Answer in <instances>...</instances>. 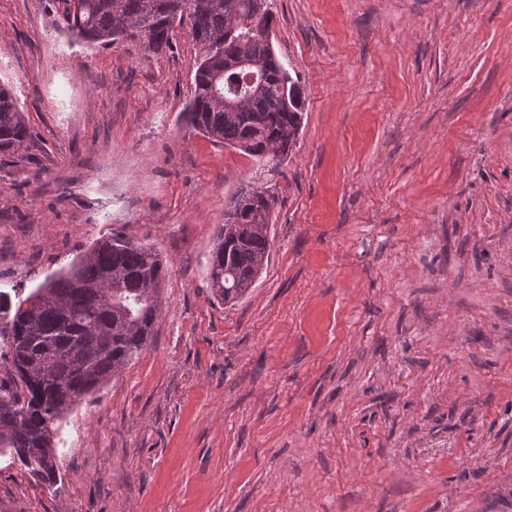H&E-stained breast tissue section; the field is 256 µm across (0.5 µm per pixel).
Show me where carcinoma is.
Instances as JSON below:
<instances>
[{"instance_id": "cac0c4a2", "label": "carcinoma", "mask_w": 512, "mask_h": 512, "mask_svg": "<svg viewBox=\"0 0 512 512\" xmlns=\"http://www.w3.org/2000/svg\"><path fill=\"white\" fill-rule=\"evenodd\" d=\"M255 2L58 0L71 35L91 45L130 41L156 55L170 47L175 26L188 24L200 53L187 108L191 126L275 172L296 144L302 89L281 76L268 38L241 26ZM240 56L260 63L263 77L244 107L231 110L224 97L235 89L236 73L224 69ZM30 136L11 90L0 86V155L15 154ZM274 202L270 188L251 184L231 196L208 263L218 300L237 301L261 273L269 239L260 226L270 223ZM164 279L152 247L114 233L17 304L0 290V336L8 343L13 382H0V454L56 484L59 420L147 346Z\"/></svg>"}]
</instances>
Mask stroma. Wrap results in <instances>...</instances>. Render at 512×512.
I'll return each mask as SVG.
<instances>
[{
  "label": "stroma",
  "mask_w": 512,
  "mask_h": 512,
  "mask_svg": "<svg viewBox=\"0 0 512 512\" xmlns=\"http://www.w3.org/2000/svg\"><path fill=\"white\" fill-rule=\"evenodd\" d=\"M304 89L274 173L189 124L187 30L89 49L0 0V288L112 232L168 269L154 335L60 423L56 485L0 456V512H512V0H271ZM277 197L216 299L224 208ZM30 136V128L11 90L0 86V160L2 156L14 155ZM274 202L270 187L250 184L240 187L227 203L208 263L210 288L221 302L240 299L261 273L269 239L259 227L270 223Z\"/></svg>",
  "instance_id": "35a3bbf8"
}]
</instances>
